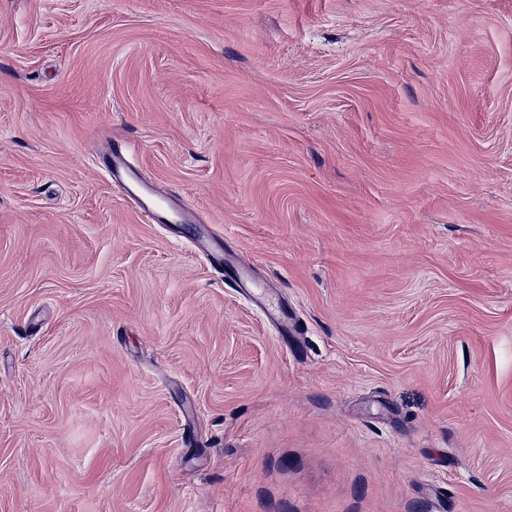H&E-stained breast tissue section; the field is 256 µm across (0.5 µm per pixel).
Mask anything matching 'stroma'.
<instances>
[{
    "instance_id": "stroma-1",
    "label": "stroma",
    "mask_w": 512,
    "mask_h": 512,
    "mask_svg": "<svg viewBox=\"0 0 512 512\" xmlns=\"http://www.w3.org/2000/svg\"><path fill=\"white\" fill-rule=\"evenodd\" d=\"M0 512H512V0H0ZM110 157L104 165V171L111 181L119 184L124 193L141 209L158 208L168 210L158 203L156 192L147 184V180L139 173L128 158L127 151L122 145H114Z\"/></svg>"
}]
</instances>
